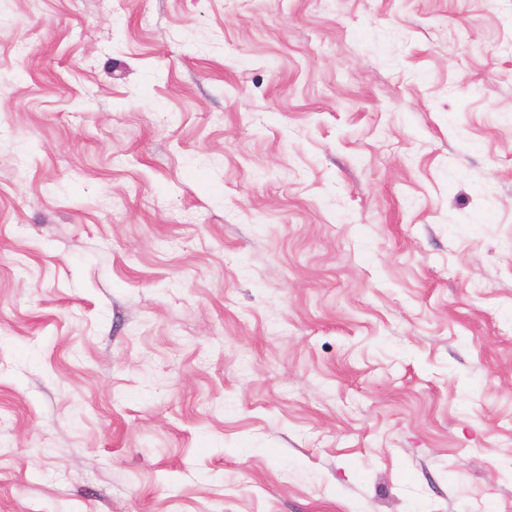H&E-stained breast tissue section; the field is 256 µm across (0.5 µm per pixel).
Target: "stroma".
Listing matches in <instances>:
<instances>
[{"instance_id": "35a3bbf8", "label": "stroma", "mask_w": 512, "mask_h": 512, "mask_svg": "<svg viewBox=\"0 0 512 512\" xmlns=\"http://www.w3.org/2000/svg\"><path fill=\"white\" fill-rule=\"evenodd\" d=\"M0 512H512V0H0Z\"/></svg>"}]
</instances>
